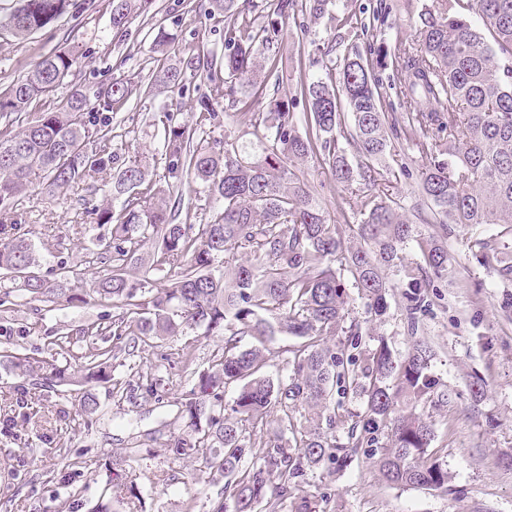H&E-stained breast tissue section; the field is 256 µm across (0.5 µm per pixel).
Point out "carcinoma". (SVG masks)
Returning <instances> with one entry per match:
<instances>
[{"mask_svg":"<svg viewBox=\"0 0 512 512\" xmlns=\"http://www.w3.org/2000/svg\"><path fill=\"white\" fill-rule=\"evenodd\" d=\"M0 30L25 39L68 14L77 20L97 9V0H19ZM154 0H111L112 32L123 37L131 21L149 12ZM330 0H271L267 21L248 16L249 4L214 0L224 21V54L186 49L160 30L154 80L143 89L133 75L97 87L73 84L56 106L32 109L54 98L73 74L77 58L65 51L42 56L23 77L0 88V210L12 208L25 188L36 185L52 199L58 189L110 167L112 203L87 213L110 227L112 272L89 300L119 310L104 326L92 323L84 336L110 331L134 346L200 330L220 336L222 353L202 369L178 401L184 428L167 447L176 456L200 455L210 473L224 479V501L214 512H336L328 495L312 494L307 474L329 476L346 468L359 450L378 455L382 479L402 487L448 490V469L428 452L434 431L417 412L421 404L441 406L431 372L435 353L423 342L402 355L382 336L362 343V327L349 317L355 288L377 321L385 318L392 272L413 289V300L430 276L448 271L442 237L415 236V227L390 193L406 171L386 166L395 156L389 133L401 126L416 142L423 161L420 197L436 223L500 224L512 234V0H427L418 11L415 39L403 49L399 94L403 112L389 115L374 69L386 55L368 60L355 52L336 62L329 45L313 40L314 63L322 75L299 74L303 112L290 101L270 97L264 70L277 71L274 44L285 21L297 13L327 19L336 30ZM476 11L484 30L469 17ZM205 74L216 93L233 105L251 135L249 145L224 131L223 147L206 138L217 117L216 100L200 101L187 123L163 112L159 140L169 163L165 175L149 177V163L112 150V125L95 124L93 112H118L139 89L182 92L185 70ZM269 98L264 112L252 108ZM355 148L350 159L347 147ZM311 160L357 197L360 243L346 242L311 193L298 164ZM199 186L204 224H182L168 205L175 184ZM157 242L150 268L172 272L159 286L130 277L141 251ZM417 243L421 258L407 250ZM482 262L512 277V256L496 237L473 242ZM0 269L22 280L31 301L70 302L63 288L40 275L31 244L23 236L0 243ZM291 336L285 373L269 375L267 344ZM250 344L242 345L244 339ZM114 350L96 348L80 356L81 378L112 382ZM0 360L21 375L41 372L50 383L67 381V369L38 364L8 347ZM169 357L150 365L143 381L129 385L157 393V372ZM235 397L224 399L226 387ZM359 407H350L352 401Z\"/></svg>","mask_w":512,"mask_h":512,"instance_id":"cac0c4a2","label":"carcinoma"}]
</instances>
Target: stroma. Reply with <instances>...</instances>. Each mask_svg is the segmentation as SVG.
I'll return each mask as SVG.
<instances>
[{
    "label": "stroma",
    "instance_id": "obj_1",
    "mask_svg": "<svg viewBox=\"0 0 512 512\" xmlns=\"http://www.w3.org/2000/svg\"><path fill=\"white\" fill-rule=\"evenodd\" d=\"M423 0H336V12L353 15L359 27L347 30L337 42L334 57L348 51L362 55L386 54L387 66L378 76L385 100L397 103L399 75L396 60L405 41L415 34L414 20ZM211 0H155L150 11L136 18L122 39L112 37L110 0L79 19L64 16L51 26L19 40L0 35V85L25 75L43 55L70 51L77 55L74 83L94 85L120 74L151 77L150 58L158 30L175 34L180 43L217 52L224 49L222 23L210 19ZM323 22L298 17L289 22L279 54L283 80L277 94H295L292 75L308 69L309 58L300 46L325 36ZM184 95L160 92L132 96L112 124L122 132L120 152H139L151 159L153 173H163L168 161L154 125L161 111L175 121L190 120L197 102L213 94L205 75L187 74ZM407 167L393 192L406 214L420 202L422 159L411 140L394 141ZM312 194L335 220L356 224L344 199L349 192L312 163L303 166ZM111 171L94 179L59 189L55 200L34 188L24 189L12 210L11 232L29 238L42 275L57 282L62 265L85 266L82 281L72 283L82 294L111 272L108 258L88 262L90 250L107 234L84 213L85 202H109ZM421 236L446 235L448 273L433 278L424 289L426 299L409 314L411 291L396 283L389 291L384 322L372 321L364 299L353 298L351 315L364 332L379 333L400 353L415 340L428 342L434 352L432 372L448 392V403L432 408L435 433L431 445L451 476L450 492L403 488L381 480L369 456L359 454L351 465L331 477L310 474L313 492L330 494L336 512H512V281L481 265L471 245L475 238L500 234L496 224L472 226L417 224ZM8 306L0 310V347H14L39 361L65 366L71 355L92 347L112 345V336L83 337L79 328L93 322H111L112 306L80 302H31L20 281L0 270V296ZM73 331L69 353L61 354L51 341L57 332ZM181 336L165 340L161 349L145 348L119 354L113 360L115 381L137 380L157 353H173L184 345ZM157 394L143 395L130 404L111 385L78 381L48 386L40 376L22 377L0 366V512H212L221 499L223 483L212 479L202 457L182 459L169 452L166 442L183 421L176 400L192 386L189 373L175 365L162 371ZM484 382V393L474 397L473 380ZM99 402L97 412L84 416L78 404L84 393ZM137 447L134 458L125 450Z\"/></svg>",
    "mask_w": 512,
    "mask_h": 512
}]
</instances>
